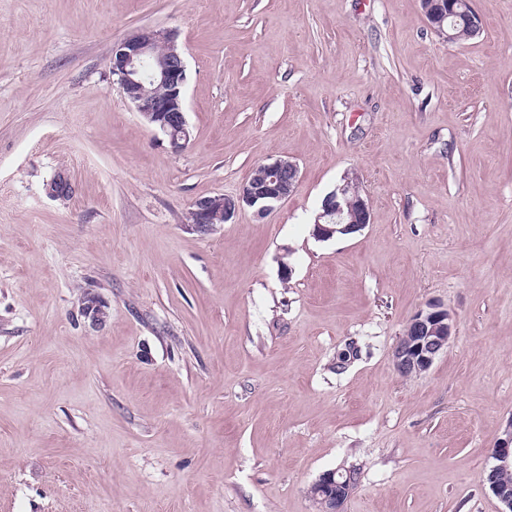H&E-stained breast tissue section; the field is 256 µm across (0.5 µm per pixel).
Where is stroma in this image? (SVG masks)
Here are the masks:
<instances>
[{
  "instance_id": "stroma-1",
  "label": "stroma",
  "mask_w": 512,
  "mask_h": 512,
  "mask_svg": "<svg viewBox=\"0 0 512 512\" xmlns=\"http://www.w3.org/2000/svg\"><path fill=\"white\" fill-rule=\"evenodd\" d=\"M473 5L451 43L420 0H0V512H317L338 467L345 512H500L512 0ZM143 27L185 57L179 151L112 73ZM278 158L301 181L270 214L190 229ZM347 175L371 222L317 240ZM431 302L456 336L401 377ZM454 336L455 321L448 308L427 304L411 316L397 342L392 354L394 369L405 377L422 374L447 351Z\"/></svg>"
}]
</instances>
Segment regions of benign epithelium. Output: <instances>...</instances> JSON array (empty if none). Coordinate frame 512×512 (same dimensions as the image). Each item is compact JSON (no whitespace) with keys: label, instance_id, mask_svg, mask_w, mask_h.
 Segmentation results:
<instances>
[{"label":"benign epithelium","instance_id":"7a95c632","mask_svg":"<svg viewBox=\"0 0 512 512\" xmlns=\"http://www.w3.org/2000/svg\"><path fill=\"white\" fill-rule=\"evenodd\" d=\"M421 9L435 32L448 41L454 39L448 18L458 14L453 0H420ZM112 74L124 97L139 114L168 139L172 148H184L190 138L184 98L187 66L171 31L142 28L112 46ZM300 182L296 163L280 158L253 168L239 194L202 196L189 210L187 223L202 234L218 224L232 222L249 208L258 216L272 212L292 194ZM371 223L370 207L363 198L358 179L347 177L321 201L313 224V235L320 241L357 233ZM455 336V321L448 309L429 303L410 318L404 335L397 342L392 363L398 374L409 377L427 371L435 359L448 349ZM494 469L512 466V421L503 438L492 449ZM338 470L322 473L312 484L322 496V512H344L351 495L347 482L337 479Z\"/></svg>","mask_w":512,"mask_h":512}]
</instances>
